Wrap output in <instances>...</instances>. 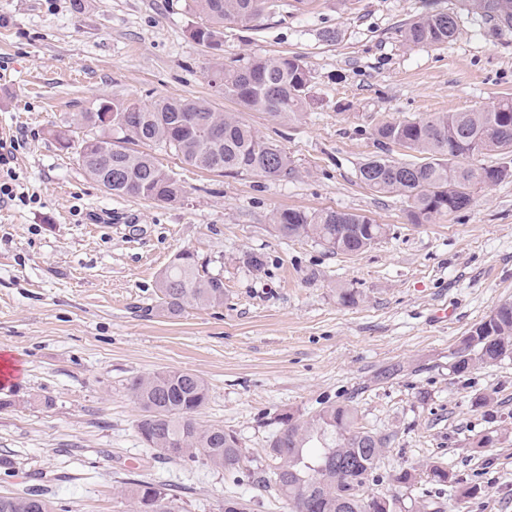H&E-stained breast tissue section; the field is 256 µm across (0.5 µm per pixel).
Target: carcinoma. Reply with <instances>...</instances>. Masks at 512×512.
<instances>
[{"instance_id": "carcinoma-1", "label": "carcinoma", "mask_w": 512, "mask_h": 512, "mask_svg": "<svg viewBox=\"0 0 512 512\" xmlns=\"http://www.w3.org/2000/svg\"><path fill=\"white\" fill-rule=\"evenodd\" d=\"M486 16L512 27V0H477ZM200 23L190 36L218 50L224 23L249 27L264 15L285 13L286 0H187ZM460 33L457 16L436 11L418 17L400 29L401 41L411 47L443 45ZM212 87L249 110L274 119H291L308 105L310 72L296 56L250 59L242 64L217 65L209 74ZM96 112L79 116L87 130L73 139L72 127L56 132L57 140L78 148L91 140V155L80 161L96 182L112 195H135L172 202L181 185L145 151L142 144L176 155L183 163L208 172L253 174L286 178L288 154L259 136L231 113L218 112L204 100L162 99L151 105L115 100L112 111L121 116L117 126L98 123ZM181 112L199 117L194 126L170 135ZM216 127L222 137H209ZM386 147L399 145L421 155L419 162H399L375 156L359 168V179L370 190L396 194L409 202L414 224H429L466 208L473 194L512 176V98L493 101L469 112H436L424 118L384 121L373 131ZM500 156L486 165L479 157ZM278 233L286 238H312L333 253H360L384 237L386 225L364 216L334 210L284 209L275 213ZM162 311L177 316L191 305L214 307L224 303V280L200 269L194 254L183 251L158 277ZM512 358V303L498 305L474 325L454 352L453 369L467 372L474 364H493ZM131 392L141 409L136 430L147 447L165 459L201 462L236 474L247 458L238 437L218 425L203 426L195 413L207 399L208 386L186 371L158 372L136 378ZM357 409L349 404L328 405L311 416L288 414L269 440L268 463L262 483L284 500L288 512H397L393 495L363 496L361 485L373 476L386 438L358 426ZM129 512H177L174 495L151 483L132 481L124 493ZM0 512H70L68 507L32 492L0 495Z\"/></svg>"}]
</instances>
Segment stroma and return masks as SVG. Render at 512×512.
I'll use <instances>...</instances> for the list:
<instances>
[{"label":"stroma","mask_w":512,"mask_h":512,"mask_svg":"<svg viewBox=\"0 0 512 512\" xmlns=\"http://www.w3.org/2000/svg\"><path fill=\"white\" fill-rule=\"evenodd\" d=\"M433 10L457 14L459 36L404 45L401 26ZM196 22L185 0H0V142L15 145L17 191L0 202V358L21 367L0 380V495L126 512L136 479L174 489L180 512H222L228 497L243 512H286L260 481L279 417L349 403L387 439L369 492L398 495L402 512H512V359L450 367L474 324L512 301V177L430 224L359 179L372 156L416 159L382 150L380 122L512 97V28L468 0H307L250 28L225 24L216 51L191 38ZM285 55L311 75L296 119L241 109L208 81L217 62ZM167 97L236 114L288 154L291 175L219 176L160 150L180 196H116L54 135L101 103ZM288 208L365 215L389 231L363 253L334 254L279 237L272 217ZM184 250L223 278L224 303L169 316L156 279ZM443 307L448 318L434 320ZM167 370L205 380L196 419L237 435L246 477L142 443L131 383ZM430 462L452 483L394 482Z\"/></svg>","instance_id":"35a3bbf8"}]
</instances>
